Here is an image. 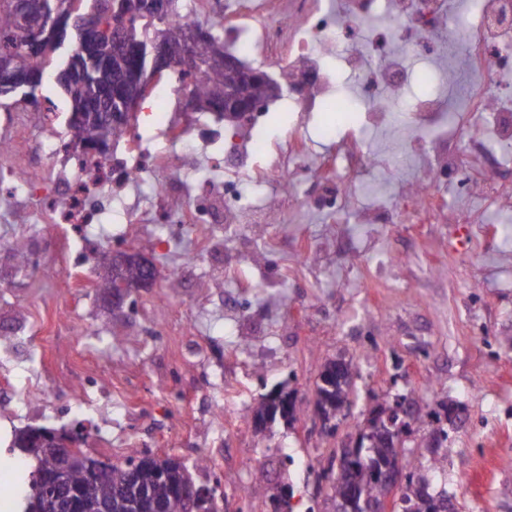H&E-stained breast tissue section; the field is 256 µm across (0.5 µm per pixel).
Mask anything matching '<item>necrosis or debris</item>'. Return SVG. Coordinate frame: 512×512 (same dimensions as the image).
Returning <instances> with one entry per match:
<instances>
[{
  "label": "necrosis or debris",
  "mask_w": 512,
  "mask_h": 512,
  "mask_svg": "<svg viewBox=\"0 0 512 512\" xmlns=\"http://www.w3.org/2000/svg\"><path fill=\"white\" fill-rule=\"evenodd\" d=\"M451 43L461 50L466 71L464 89L452 99L444 91ZM224 46L239 59L287 74L278 101H258L242 122L221 133L199 112L178 121L147 113L135 121L123 157L81 153L68 166L39 145L42 179L64 191L55 223L75 232L98 223L100 200L111 194L114 175L132 183L170 171L169 154L148 135L153 128L168 141H191L204 150L224 145L221 180L199 187L180 176L161 188L159 202L182 200L163 212L173 224L208 223L217 196L228 202L225 223L247 221L263 210L246 198L248 182L312 183L317 195L300 198V205L334 212L340 224L429 222L445 205L443 192L456 173L465 223H483L482 208H502L500 198L472 191L469 180L483 178L489 167L512 172V0H225ZM277 102L294 119L273 133L266 122ZM331 104L359 112L361 127L330 131L333 152L316 170L302 133L308 114ZM384 123L402 125L421 143L410 155L422 174L413 192L361 190L381 162L368 153L360 132ZM282 141L289 146L287 163L260 166L259 158Z\"/></svg>",
  "instance_id": "1"
}]
</instances>
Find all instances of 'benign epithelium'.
<instances>
[{
    "instance_id": "1",
    "label": "benign epithelium",
    "mask_w": 512,
    "mask_h": 512,
    "mask_svg": "<svg viewBox=\"0 0 512 512\" xmlns=\"http://www.w3.org/2000/svg\"><path fill=\"white\" fill-rule=\"evenodd\" d=\"M82 0H71L64 8L60 0H45L39 14L28 12L25 0H5L4 5L13 13L16 26L33 35L28 45L29 54L40 59L47 54L48 45L67 52L65 66L57 71L55 80L66 91L73 92L93 80L99 83V101L79 108L77 119L83 123L118 124L138 108L150 81L160 72L178 66L199 77L205 76L211 62L198 52V44L204 31L186 29L176 38L168 36L162 19L168 12L166 0H91L80 8ZM146 19L151 25L136 32L132 21ZM132 56L138 62V76L130 81L118 73L110 72L112 55ZM226 68L236 76L258 79L266 84L268 94L280 92L279 84L261 70H250L234 57L225 59ZM37 74L22 72L16 68L13 55L0 53V97L10 93H23L31 86ZM252 109V103L238 98L234 88L226 90L224 112L236 120H242ZM130 266H138L149 277L133 284L124 280ZM155 265L149 258L130 250H114L107 254L99 279L115 281L116 288L101 293L104 305L120 308L131 294L140 288H151L155 284ZM415 417L411 404L397 398L388 411L386 423L378 425L374 439L382 444H391L392 435L406 427ZM24 443L33 442L57 459V470L43 497V508L57 512H70L80 493L67 486L66 478L77 460L75 442L55 432L51 436H23ZM386 488L379 499L370 504L359 503L357 497L342 502L344 512H356L360 507L366 512H389L393 508L394 492L399 487L397 466H389L379 475ZM183 499L193 506L195 512H204L212 493L205 487H195L186 482L181 488Z\"/></svg>"
}]
</instances>
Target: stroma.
Listing matches in <instances>:
<instances>
[{
    "mask_svg": "<svg viewBox=\"0 0 512 512\" xmlns=\"http://www.w3.org/2000/svg\"><path fill=\"white\" fill-rule=\"evenodd\" d=\"M48 122L64 157L73 132L70 107L53 83ZM0 139L18 149L0 165L25 160L41 136L31 112L0 99ZM163 182L132 185L122 208L131 250L160 272L180 271V288H142L132 304L103 306L95 287L104 252L119 249L114 212L84 230L86 259L68 268L56 253L67 225L26 188L0 186V362L29 367L59 396L45 407L15 406L0 416V473L11 465L16 432L85 425L97 457L117 462L149 451L173 454L200 485H219L220 512H268L241 486L260 475L287 482L290 512L323 502L332 459L358 433L375 398L414 399L422 417L401 441L397 466L415 471L429 456L422 443L455 408L448 429L446 487L457 512H512V224L482 228L442 215L430 224H377L369 238L304 208H276L258 225L200 224L187 234L156 222ZM23 241L29 266L18 271L9 247ZM343 359L359 373L353 403L334 433L315 413L325 362ZM287 382L293 420L267 427L220 409L249 411L263 386Z\"/></svg>",
    "mask_w": 512,
    "mask_h": 512,
    "instance_id": "35a3bbf8",
    "label": "stroma"
}]
</instances>
